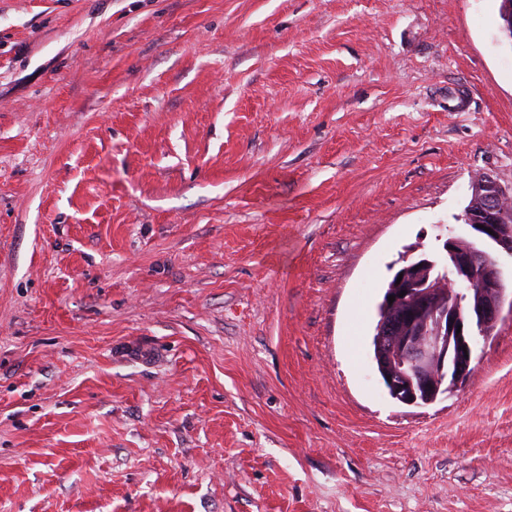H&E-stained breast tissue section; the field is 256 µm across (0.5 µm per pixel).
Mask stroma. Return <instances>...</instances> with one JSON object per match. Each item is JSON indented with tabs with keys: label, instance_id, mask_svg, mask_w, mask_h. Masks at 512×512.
<instances>
[{
	"label": "stroma",
	"instance_id": "1",
	"mask_svg": "<svg viewBox=\"0 0 512 512\" xmlns=\"http://www.w3.org/2000/svg\"><path fill=\"white\" fill-rule=\"evenodd\" d=\"M498 8L0 0V512H512V311L429 405L371 354L512 191Z\"/></svg>",
	"mask_w": 512,
	"mask_h": 512
}]
</instances>
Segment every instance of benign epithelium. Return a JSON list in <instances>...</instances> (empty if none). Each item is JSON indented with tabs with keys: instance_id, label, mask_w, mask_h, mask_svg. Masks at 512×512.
Segmentation results:
<instances>
[{
	"instance_id": "7a95c632",
	"label": "benign epithelium",
	"mask_w": 512,
	"mask_h": 512,
	"mask_svg": "<svg viewBox=\"0 0 512 512\" xmlns=\"http://www.w3.org/2000/svg\"><path fill=\"white\" fill-rule=\"evenodd\" d=\"M512 193L491 176L472 184L465 223L474 241L490 243L512 256ZM451 237L444 252L423 260L428 273L403 257L406 295L384 302L374 328L375 367L391 376L387 392L401 404L418 405L417 392L434 403L440 394L458 390L472 373L477 338H489L501 317L506 293L503 271L481 251ZM449 268L448 298L440 300L431 271Z\"/></svg>"
}]
</instances>
